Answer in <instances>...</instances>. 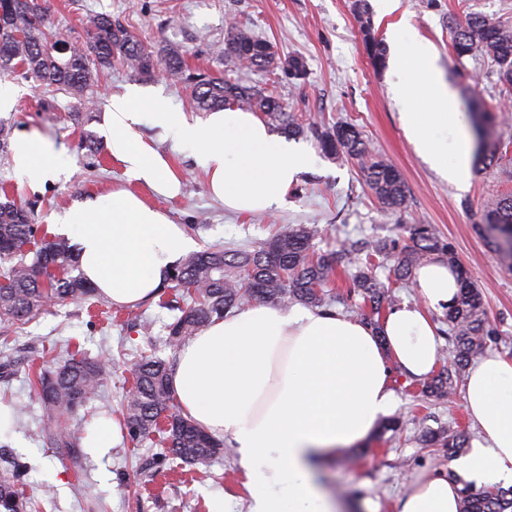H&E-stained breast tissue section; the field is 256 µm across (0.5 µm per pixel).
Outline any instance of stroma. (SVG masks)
<instances>
[{
    "instance_id": "35a3bbf8",
    "label": "stroma",
    "mask_w": 512,
    "mask_h": 512,
    "mask_svg": "<svg viewBox=\"0 0 512 512\" xmlns=\"http://www.w3.org/2000/svg\"><path fill=\"white\" fill-rule=\"evenodd\" d=\"M53 24L80 40L90 16L111 15L130 35L163 49L178 47L189 68L227 76L222 56L229 26L250 31L269 41L281 58H302L305 78H288L283 69L246 72L248 84L274 91L289 112L305 123L326 128L340 122L358 125L376 152L401 173L406 189L404 212L384 215L374 201L354 159L324 156L313 136L299 137L314 156L307 172L288 194L287 208L266 214H236L213 200L207 178L192 158L158 130L139 131L169 161L181 181L175 197H164L137 182H128L121 163L107 148L109 133L102 125L108 97L136 86L160 94L164 103L183 112H196L189 84L147 77L123 65L97 73L90 94L93 106H79L65 91L41 86L34 78L12 77L17 96L0 122L12 133H32L64 150L72 161L68 179L39 191L19 185L20 199L33 203L40 233L49 230L52 212L74 200L128 187L175 223L190 231L201 245L244 247L266 239L280 227L318 225L319 251L340 249L343 242L378 240L403 235L408 224H430L452 244L458 259L479 285L490 322L501 336L498 353L512 355V269L490 253L475 233L472 209L502 194H512V111L498 112L492 141L499 159L484 170H471L469 185L457 189L443 180L408 141L399 110L389 92L388 71H374L359 36L352 0H49ZM374 29L383 41L408 22L438 51L436 65L454 92L458 108L473 118L483 105L500 102L498 77L489 58L455 61L450 53L449 16L479 13L512 26V0H400L386 12L381 0H368ZM82 112L81 123L70 113ZM172 297L164 289L157 299L134 307L71 302L45 306L23 325L0 322V355L20 359L38 347V360L52 365L65 358L110 357L112 373L98 399L73 417L83 440H90L99 423L117 425L120 405L132 383L131 371L141 350L156 347L169 357L166 326L174 313L166 306ZM151 320L150 333L127 328L132 319ZM390 381L397 396L394 418L402 427L369 437L363 453L347 449L318 474V480L345 503L371 499L378 512H399L398 500L417 474L450 471L457 458L449 448H426L423 427L460 428L468 443L480 435L465 408V383L457 381L444 399L426 397L422 380L407 377L391 366ZM11 405L12 434L0 437L26 465L20 490L38 498L40 512H88L101 502L102 512H247L242 471L233 449L205 465L190 466L174 458L159 437L134 441L118 430L111 447H82V471L74 473L58 449L39 441L35 433L42 410L28 379L19 368L9 381H0V403Z\"/></svg>"
}]
</instances>
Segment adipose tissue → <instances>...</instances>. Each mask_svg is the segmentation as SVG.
<instances>
[{
	"instance_id": "adipose-tissue-1",
	"label": "adipose tissue",
	"mask_w": 512,
	"mask_h": 512,
	"mask_svg": "<svg viewBox=\"0 0 512 512\" xmlns=\"http://www.w3.org/2000/svg\"><path fill=\"white\" fill-rule=\"evenodd\" d=\"M390 66V92L407 139L443 179L465 187L470 137L453 92L437 74L435 48L414 39L411 49H396ZM416 78L426 87L430 111L411 109L405 88ZM104 120L109 150L129 179L166 196L180 189L168 160L139 134L146 123L187 150L205 172L211 195L235 212L284 207L309 167L307 151L274 139L252 112H210L200 119L131 87L112 94ZM10 158L17 179L35 191L68 171L64 152L33 134L14 137ZM50 224L53 235L75 245L83 276L116 305L156 297L177 262L198 248L181 225L123 188L74 202ZM414 286L422 306L390 310L376 330L336 312L251 304L182 346L171 386L199 426L236 448L248 512H340L315 483L313 467L363 442L393 412L389 362L412 378L427 376L436 364L429 314L454 304L456 275L433 259L418 268ZM465 389L483 440L457 467L478 484L511 483L512 358H482ZM460 509L458 485L433 471L411 479L400 512Z\"/></svg>"
}]
</instances>
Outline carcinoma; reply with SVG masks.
<instances>
[{"label":"carcinoma","instance_id":"obj_1","mask_svg":"<svg viewBox=\"0 0 512 512\" xmlns=\"http://www.w3.org/2000/svg\"><path fill=\"white\" fill-rule=\"evenodd\" d=\"M0 7L1 77L20 72L83 101L93 82V70H108L117 60L149 76L159 68L179 79L186 70L180 51H157L141 43L112 23L107 14L91 17L79 51L62 55L55 46L66 40L61 32L52 30L48 0H0ZM352 7L367 55L373 67L380 70L385 66L387 48L374 32L367 0H354ZM449 30L454 57H491L503 91L511 96L512 30L478 13L450 21ZM90 56L99 59L93 70L85 66ZM224 59L249 71H266L275 63V52L271 43L240 31L224 42ZM190 79L195 82L198 109L212 111L237 106L255 113L288 137H299L308 131L324 155L361 162L364 179L383 211L406 208V186L400 172L370 150L355 125L345 122L324 129L307 128L286 112L280 99L270 91L231 77L192 75ZM491 123L490 112L473 120L477 158L490 163L494 154L484 148ZM0 191L4 195L0 201V262L9 263L0 270V321H28L48 299L57 304L91 298L107 301L78 272L73 249L64 239L42 240L29 263L20 258L23 246L34 237L37 228L34 214L6 188ZM475 229L485 245L512 268V195L499 197L481 210ZM407 232L404 240H377L364 249L370 256L392 260L390 272L401 283L408 282L415 268L431 255L444 256L454 269L460 289L447 314L453 357L448 367L433 376L423 389L428 396L440 399L448 395L471 360L499 343L501 336L483 311L481 292L457 260L451 244L441 239L429 224H410ZM317 235V227L299 224L259 242L251 250L212 246L183 259L175 266L170 281L173 288L187 291L191 302L177 307L179 315L166 325L165 345L174 351L181 348L214 320L250 301L327 305V289L350 263L356 246L318 253L312 246ZM352 287L360 292L368 308L363 321L378 326L382 315L393 308L394 300L373 273L372 263L359 268ZM136 367L123 412L124 429L131 439L157 434L173 455L189 465L205 464L224 452V442L184 415L176 404L169 362L143 352ZM111 368L109 362L72 357L59 367H41L30 377L42 406L40 439L60 449L76 467L81 463V436L63 415L94 399ZM423 442L428 448L465 447V439L451 427L424 430ZM25 471L23 463L0 452V512H35L34 502L24 498L19 490ZM461 504V512H512V489L480 492L465 485L461 489Z\"/></svg>","mask_w":512,"mask_h":512}]
</instances>
